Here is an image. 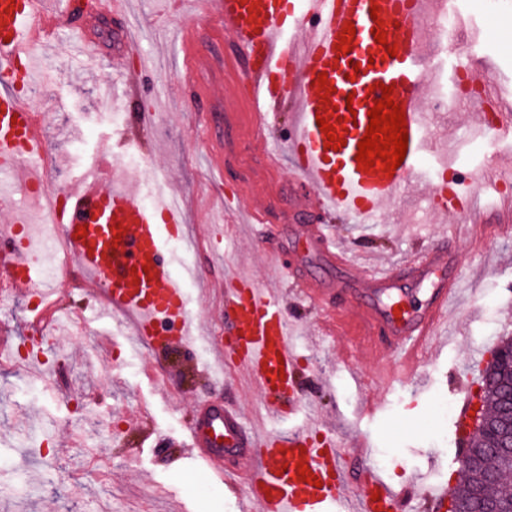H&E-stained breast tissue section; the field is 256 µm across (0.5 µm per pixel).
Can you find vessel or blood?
I'll return each instance as SVG.
<instances>
[{"label":"vessel or blood","mask_w":512,"mask_h":512,"mask_svg":"<svg viewBox=\"0 0 512 512\" xmlns=\"http://www.w3.org/2000/svg\"><path fill=\"white\" fill-rule=\"evenodd\" d=\"M39 0H0V179L31 168L44 149L39 123L31 106L15 90L16 82L34 83L40 72L29 64L32 23L47 25ZM378 15H371V7ZM422 0H207V17L216 19L250 79L255 126L263 137L269 117L282 102L293 105L285 144L300 186L309 191L319 210L333 212L355 224H371L382 204L396 200L411 186L428 183L424 165L432 150L427 115L417 96L430 80L420 50L423 29L418 22ZM356 34L350 52L337 45L346 24ZM384 28L386 45L373 32ZM397 45L389 54L387 44ZM326 73L329 96L316 87ZM393 87L394 104L403 108L408 132L407 152L393 174L380 166L360 169L358 144L370 123L368 111ZM333 124L346 145L328 148L317 120ZM43 178L32 173L22 187L41 188ZM440 212L459 232L458 218L470 208L455 186L442 185ZM58 234L73 264L101 292L108 314L131 321L137 341L155 344L158 323L169 335L190 344L192 318L184 288L174 273L176 259L163 255L161 228L179 229L182 217L174 195L161 194L145 205L136 192L120 185L104 186L100 169H90L62 192L55 210ZM293 231L302 251H313L321 263L335 268V279L307 276L304 263H278L266 285L237 277L224 291V338L217 356L231 354L232 365L246 370L263 393L265 409L275 417L295 415L308 406L305 368L292 336L299 315L292 312L294 295L321 306L337 296L356 307L376 358L395 352L406 371H413L419 350L448 319V297L459 273L444 245L410 254L399 271L356 273L324 224H297ZM11 249L0 255V274L10 292L37 299L42 310L55 309L45 292L41 262L29 256L25 226H10ZM428 283L421 305L409 303L402 278ZM196 459L209 474L223 478L225 458L249 466L246 495L255 512H407L412 494H419L431 512H448V491L415 484L397 488L379 476L366 475L347 484L344 463L349 452L327 428L308 423L288 433L259 432L245 427L232 404H200L188 431ZM306 465L317 483L300 479Z\"/></svg>","instance_id":"obj_1"}]
</instances>
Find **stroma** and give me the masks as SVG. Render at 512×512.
I'll return each instance as SVG.
<instances>
[{"instance_id": "obj_1", "label": "stroma", "mask_w": 512, "mask_h": 512, "mask_svg": "<svg viewBox=\"0 0 512 512\" xmlns=\"http://www.w3.org/2000/svg\"><path fill=\"white\" fill-rule=\"evenodd\" d=\"M86 2L60 0L54 42L39 57L41 69L55 72L34 102L44 148L57 161L53 177L65 186L104 163L105 180L134 176L141 195L157 184L176 188L182 232L197 242L176 270L195 283L187 298L198 337L189 346L131 344L121 327L99 319L101 302L83 291L79 271H59L60 318L42 347L46 371L36 376L28 364L0 359V512H246L245 493L203 497L195 491L205 477L186 437L196 406L233 402L246 425L273 432L299 421L267 415L248 374L228 371L201 332H224L218 284L225 275L248 274L268 284L275 274L271 237L283 225L304 223L314 205L296 190L288 156L271 169L264 153L250 147L245 75L225 74V65L236 62L235 50L216 35V20L196 24L204 63L184 86L186 17L176 0H128L123 18L90 15ZM499 4L491 16L481 0H459L466 24L456 41L468 47L474 71L490 75L500 98L512 101V0ZM85 40L98 44L100 70L85 65L78 51ZM143 60L148 69H140ZM128 72L135 76L131 90L124 85ZM428 122L438 147L460 153L465 171L512 155V137L469 147L476 124L469 107L436 113ZM78 143L84 146L79 156L72 152ZM230 198L245 210L262 199L270 223L234 224L219 237L210 227ZM332 229L359 261L378 258L391 268L409 251L445 240L465 276L448 343L422 357L412 387L377 377L379 366L394 363H378L358 337L318 336V309L301 307L304 322L294 339L307 373L318 380L309 397L321 403L337 439L372 445L370 457L351 454L350 482L372 468L392 485L420 479L456 487L453 420L445 418L438 434L423 421L438 401H456L453 374L487 363L493 345L512 338V228L476 241L449 235L430 198L409 192L376 223L336 222ZM30 316L25 295L0 302V332L12 345L32 336ZM368 395L384 401L380 416L362 415ZM144 404L152 407L147 421L138 413ZM382 457L388 466H379Z\"/></svg>"}]
</instances>
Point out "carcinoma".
Segmentation results:
<instances>
[{
    "label": "carcinoma",
    "mask_w": 512,
    "mask_h": 512,
    "mask_svg": "<svg viewBox=\"0 0 512 512\" xmlns=\"http://www.w3.org/2000/svg\"><path fill=\"white\" fill-rule=\"evenodd\" d=\"M512 351V340H504L493 348L495 356L490 358L484 370L481 384L483 424L474 434L473 446L493 448L497 443L504 410V395L512 390V363L500 357V354ZM464 478L454 492L452 502L455 512H474L477 507L473 488L479 484L484 497L494 500L503 508V512H512V492L507 493L500 486L512 478V458L506 454L489 452L484 454L479 464L463 471Z\"/></svg>",
    "instance_id": "obj_1"
}]
</instances>
